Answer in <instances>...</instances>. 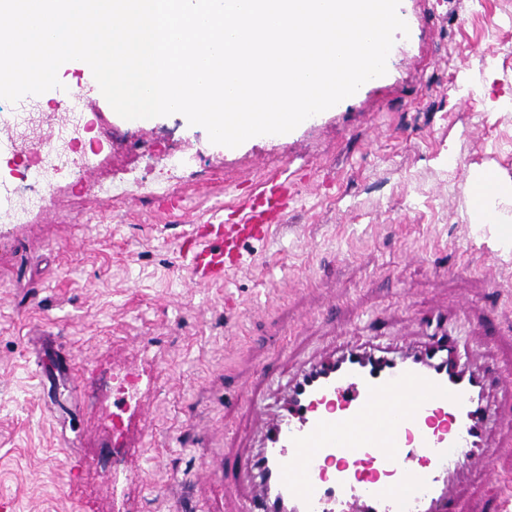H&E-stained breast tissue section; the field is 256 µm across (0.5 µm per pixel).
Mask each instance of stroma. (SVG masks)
<instances>
[{
  "instance_id": "stroma-1",
  "label": "stroma",
  "mask_w": 512,
  "mask_h": 512,
  "mask_svg": "<svg viewBox=\"0 0 512 512\" xmlns=\"http://www.w3.org/2000/svg\"><path fill=\"white\" fill-rule=\"evenodd\" d=\"M384 76L234 148L179 113L81 104L104 143L91 193L0 207V501L12 512H242L224 458L253 451L248 401L348 344L437 329L512 365V245L475 223L471 177L512 181V0H401ZM486 55L476 54V47ZM186 157L147 164L149 145ZM287 170L288 222L194 287L178 246L243 179ZM181 199L176 211L133 181Z\"/></svg>"
}]
</instances>
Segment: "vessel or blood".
Segmentation results:
<instances>
[{
    "label": "vessel or blood",
    "instance_id": "vessel-or-blood-1",
    "mask_svg": "<svg viewBox=\"0 0 512 512\" xmlns=\"http://www.w3.org/2000/svg\"><path fill=\"white\" fill-rule=\"evenodd\" d=\"M286 176L249 185L221 220L192 225L179 247L192 283H224L245 263L243 245L287 223ZM455 340L378 354L348 348L304 366L266 419L254 453L224 462V484H252L245 512H468L456 493L474 464L512 498V477L492 458L493 384L470 362L446 366Z\"/></svg>",
    "mask_w": 512,
    "mask_h": 512
}]
</instances>
